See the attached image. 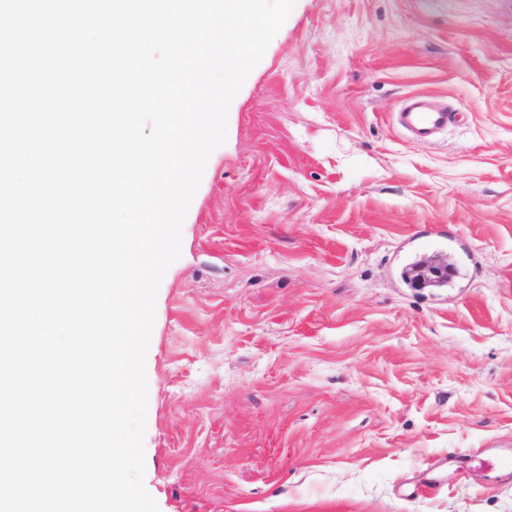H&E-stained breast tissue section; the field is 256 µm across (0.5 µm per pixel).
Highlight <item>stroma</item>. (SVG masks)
Masks as SVG:
<instances>
[{
  "instance_id": "obj_1",
  "label": "stroma",
  "mask_w": 512,
  "mask_h": 512,
  "mask_svg": "<svg viewBox=\"0 0 512 512\" xmlns=\"http://www.w3.org/2000/svg\"><path fill=\"white\" fill-rule=\"evenodd\" d=\"M423 94L433 144L394 124ZM439 257L447 285L415 288ZM160 512H512V0H295L157 292Z\"/></svg>"
}]
</instances>
